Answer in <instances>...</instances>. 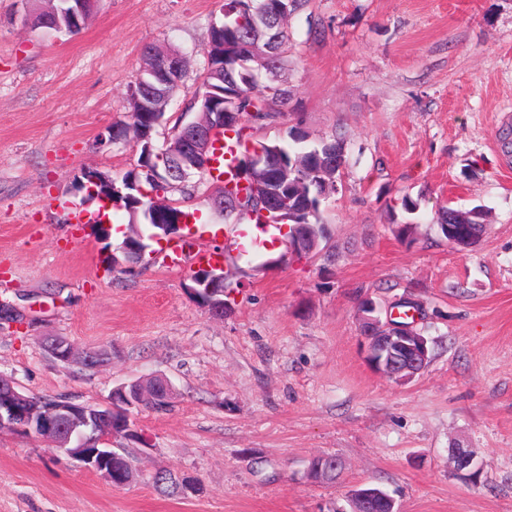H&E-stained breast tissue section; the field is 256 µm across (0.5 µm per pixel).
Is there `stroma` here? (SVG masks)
Wrapping results in <instances>:
<instances>
[{
    "mask_svg": "<svg viewBox=\"0 0 512 512\" xmlns=\"http://www.w3.org/2000/svg\"><path fill=\"white\" fill-rule=\"evenodd\" d=\"M224 0H98L76 33L25 25V0H0V375L34 396L103 402L121 383L166 379L173 405L134 413L123 487L0 432V512H347L350 490H387L400 512H512V0H309L288 20L290 101L252 138L343 140L345 166L324 210L327 236L297 257L235 254L191 176L184 201L202 236L234 257L231 305L213 316L189 270L153 256L107 270L90 225L74 226L75 175L138 166L132 141L99 146L129 120L128 94L151 45L188 60L184 89L154 136L189 110ZM417 201L406 213L403 197ZM476 210L485 231L449 245L442 208ZM411 223L406 240L395 225ZM409 298L432 348L399 382L374 369L358 304ZM103 353L98 367L56 361L46 339ZM473 451L478 481L452 473ZM336 457L335 481L308 477ZM197 480L163 492L159 471ZM451 463L453 464L454 474L463 480L472 481V474L478 469L475 466V456L473 453L460 445H455L449 450Z\"/></svg>",
    "mask_w": 512,
    "mask_h": 512,
    "instance_id": "35a3bbf8",
    "label": "stroma"
}]
</instances>
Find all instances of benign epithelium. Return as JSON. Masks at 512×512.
Segmentation results:
<instances>
[{
    "label": "benign epithelium",
    "instance_id": "benign-epithelium-1",
    "mask_svg": "<svg viewBox=\"0 0 512 512\" xmlns=\"http://www.w3.org/2000/svg\"><path fill=\"white\" fill-rule=\"evenodd\" d=\"M74 3L70 13L59 8H49L50 17L45 24L54 32L72 30L82 26L87 20L86 0H70ZM186 72L184 58L174 52L166 51L157 58L146 62L142 72V84L131 90V101L138 105L145 101H153L163 94L160 87L180 84L181 75ZM238 117L233 112H211L202 108L196 120L177 129V146L169 151L170 163L162 170L156 171V179L173 181L186 180L195 173L204 172L211 164L209 154L215 147V135L224 130V126L237 123ZM272 158L260 151L254 157V168L264 178L253 181V196L262 195L264 214H273L277 219L288 213V199L272 188L274 180L267 170ZM86 179H78V190L97 193L95 200L100 203L97 236L106 245V251L115 250L128 255L145 253L150 243L171 241L177 234L168 232L173 227L182 230L189 223L188 218L181 214L175 223L161 224L157 222L161 209L169 208L171 203L158 204L145 212L146 221L156 220L151 225L153 232L144 235L138 225L130 224L123 231V240L117 247H112V224L105 211L112 208V191L96 192L95 185L105 181L112 183V178H100L95 171H85ZM309 234L305 225L296 224L293 240L288 242V250L294 253L309 252ZM190 292L195 296H206L210 301L206 307L212 314L218 315L224 305L225 276L224 265L213 264L199 266L190 277ZM364 336L368 342V358L380 372L399 381H408L418 374L428 361V339L415 329L412 324H399L392 321L391 316L381 317V309L372 302L362 304L359 312ZM50 354L64 364L79 362L85 367H94L100 361L97 352H86L76 355L72 345L62 339L54 338L47 345ZM123 396L122 406L131 408L136 402L130 396L127 385L122 384L112 389L108 400L103 404H75L67 400L43 407L35 403L31 396L25 394L18 385L5 377H0V431H13L23 434H35L45 439L52 449L77 462L86 469L100 474L108 483H113L112 468L105 462L112 460V413L118 411L117 398ZM454 474L463 480L472 479L477 471L475 456L460 445L449 450ZM383 497L377 491L357 489L350 495V512H370L376 500Z\"/></svg>",
    "mask_w": 512,
    "mask_h": 512
}]
</instances>
